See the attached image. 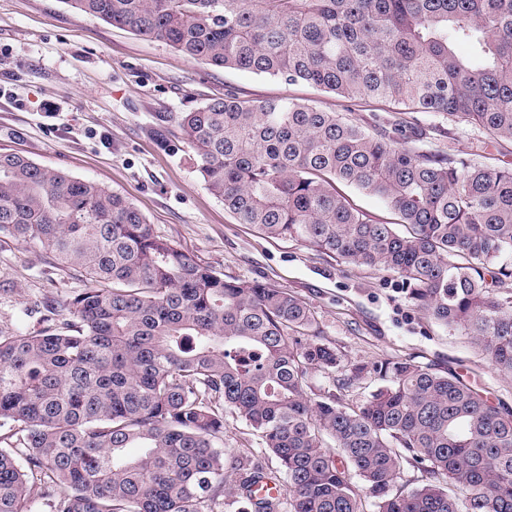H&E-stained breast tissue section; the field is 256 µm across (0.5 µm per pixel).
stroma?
Listing matches in <instances>:
<instances>
[{"instance_id": "1", "label": "stroma", "mask_w": 512, "mask_h": 512, "mask_svg": "<svg viewBox=\"0 0 512 512\" xmlns=\"http://www.w3.org/2000/svg\"><path fill=\"white\" fill-rule=\"evenodd\" d=\"M229 89L248 99L309 103L373 133L390 119L416 124L434 148L477 153L491 167L512 169V144L491 142L452 118L215 69L166 42L86 15L68 0H0V149L122 194L157 235L225 279L262 281L299 297L344 368L409 360L453 373L511 411L512 377L501 374L471 336L418 308L399 275L262 236L206 189L188 146L173 132L172 116ZM81 285L73 269L38 246L0 241V330L39 329L34 300L61 298Z\"/></svg>"}]
</instances>
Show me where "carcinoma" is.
<instances>
[{
  "instance_id": "obj_1",
  "label": "carcinoma",
  "mask_w": 512,
  "mask_h": 512,
  "mask_svg": "<svg viewBox=\"0 0 512 512\" xmlns=\"http://www.w3.org/2000/svg\"><path fill=\"white\" fill-rule=\"evenodd\" d=\"M195 62L381 98L512 142V0H67ZM241 224L397 273L410 299L512 376V169L401 142L336 112L228 91L173 116ZM382 200L372 222L336 190ZM34 244L85 287L0 335V512H512V412L452 373L357 365L384 385L356 407L306 392L340 372L312 311L228 281L94 181L0 152V238ZM67 318L60 319V313ZM276 459L227 455L224 410ZM331 438L340 454L331 453ZM411 458L424 483L394 489Z\"/></svg>"
}]
</instances>
